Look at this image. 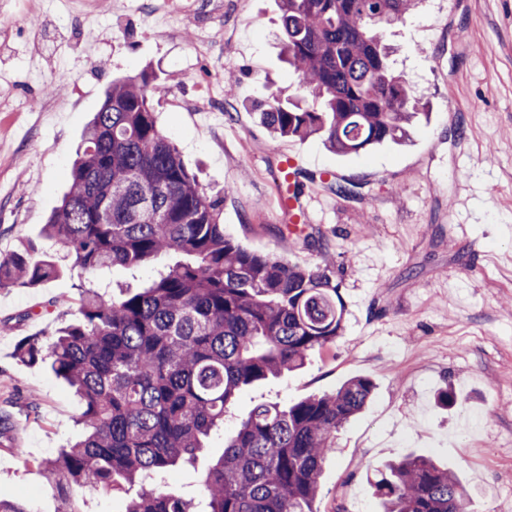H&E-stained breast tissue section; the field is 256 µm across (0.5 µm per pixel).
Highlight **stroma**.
I'll list each match as a JSON object with an SVG mask.
<instances>
[{
  "mask_svg": "<svg viewBox=\"0 0 512 512\" xmlns=\"http://www.w3.org/2000/svg\"><path fill=\"white\" fill-rule=\"evenodd\" d=\"M280 15L278 0H0V255L62 253L42 228L83 136L114 79L152 71L160 128L203 186L225 192V235L331 265L345 303L335 344L246 389L236 417L369 378V402L336 434L318 512H376L370 465L409 452L453 467L471 512H512V0H423L386 30L430 120L349 155L317 136L272 139L251 108L296 92ZM285 153L352 193L323 190L308 222H289L277 207ZM153 274L77 269L0 289L1 498L56 512L36 462L80 434L81 402L45 364L19 361V340L79 320L82 289L109 300ZM447 385L453 410L437 402Z\"/></svg>",
  "mask_w": 512,
  "mask_h": 512,
  "instance_id": "obj_1",
  "label": "stroma"
}]
</instances>
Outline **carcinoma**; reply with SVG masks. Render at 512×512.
I'll list each match as a JSON object with an SVG mask.
<instances>
[{"instance_id": "carcinoma-1", "label": "carcinoma", "mask_w": 512, "mask_h": 512, "mask_svg": "<svg viewBox=\"0 0 512 512\" xmlns=\"http://www.w3.org/2000/svg\"><path fill=\"white\" fill-rule=\"evenodd\" d=\"M416 0H280L283 50L304 104L275 94L253 104L273 138L319 134L338 153L399 141L417 117L390 65L385 29ZM143 72L112 83L44 226L84 270L181 259L104 302L81 291V318L22 340L18 358L49 362L83 404V434L42 461L66 512L70 488H136L122 512H317L336 431L368 402L354 378L292 405L257 403L201 480V501L150 482L209 448L246 387L302 368L336 341L345 305L329 267L249 251L224 235V192L204 188L158 126ZM25 247L0 256V289L35 286L62 267ZM382 512H470L458 475L411 453L374 469Z\"/></svg>"}]
</instances>
